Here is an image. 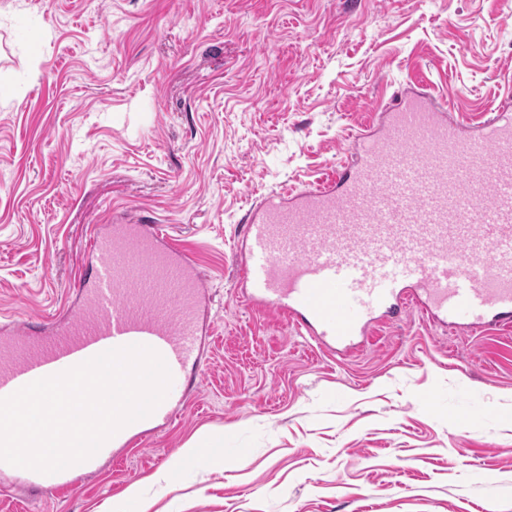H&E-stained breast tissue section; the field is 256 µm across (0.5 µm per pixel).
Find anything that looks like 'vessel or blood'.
<instances>
[{"label": "vessel or blood", "mask_w": 512, "mask_h": 512, "mask_svg": "<svg viewBox=\"0 0 512 512\" xmlns=\"http://www.w3.org/2000/svg\"><path fill=\"white\" fill-rule=\"evenodd\" d=\"M90 255L75 309L0 323V398L113 348H153L169 391L104 456L196 391L187 369L205 364L210 311L196 263L161 225L115 221L92 233ZM236 255L247 307L339 354L411 307L459 328H512V97L470 124L405 83L331 178L252 205Z\"/></svg>", "instance_id": "vessel-or-blood-1"}]
</instances>
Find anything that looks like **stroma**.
Wrapping results in <instances>:
<instances>
[{
    "instance_id": "1",
    "label": "stroma",
    "mask_w": 512,
    "mask_h": 512,
    "mask_svg": "<svg viewBox=\"0 0 512 512\" xmlns=\"http://www.w3.org/2000/svg\"><path fill=\"white\" fill-rule=\"evenodd\" d=\"M414 79L479 120L512 0H0V313L59 311L92 225L146 212L214 329L160 432L63 498L0 472V512H512V333L413 312L343 360L235 295L247 209L339 166Z\"/></svg>"
}]
</instances>
